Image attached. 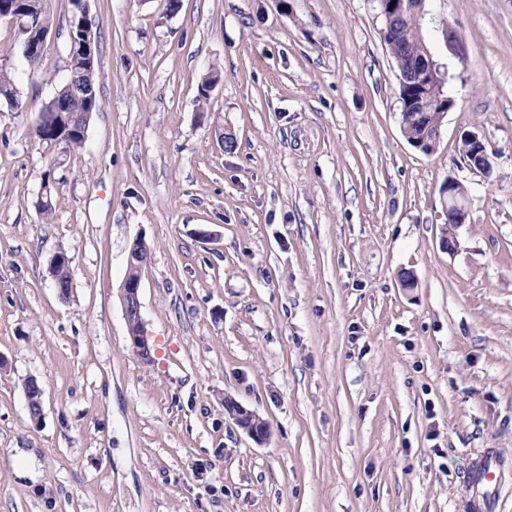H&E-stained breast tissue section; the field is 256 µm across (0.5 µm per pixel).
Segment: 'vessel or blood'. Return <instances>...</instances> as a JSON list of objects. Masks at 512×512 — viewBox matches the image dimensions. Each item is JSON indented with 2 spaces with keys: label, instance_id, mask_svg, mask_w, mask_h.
Returning <instances> with one entry per match:
<instances>
[{
  "label": "vessel or blood",
  "instance_id": "vessel-or-blood-1",
  "mask_svg": "<svg viewBox=\"0 0 512 512\" xmlns=\"http://www.w3.org/2000/svg\"><path fill=\"white\" fill-rule=\"evenodd\" d=\"M504 462L492 449L470 458L466 468V483L470 492L462 500V512H493L502 475Z\"/></svg>",
  "mask_w": 512,
  "mask_h": 512
}]
</instances>
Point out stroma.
<instances>
[{
  "label": "stroma",
  "instance_id": "35a3bbf8",
  "mask_svg": "<svg viewBox=\"0 0 512 512\" xmlns=\"http://www.w3.org/2000/svg\"><path fill=\"white\" fill-rule=\"evenodd\" d=\"M44 2L42 75L0 19L28 103L0 101V512H459L471 454L512 461V0H426L454 101L428 155L374 0H88L101 107L82 149L46 152L28 131L74 5ZM449 178L469 216L446 250ZM138 237L148 363L120 300ZM224 406L232 415L236 422L241 426L247 434L255 441L262 442L268 435V426L256 412L251 411L231 400H225Z\"/></svg>",
  "mask_w": 512,
  "mask_h": 512
}]
</instances>
